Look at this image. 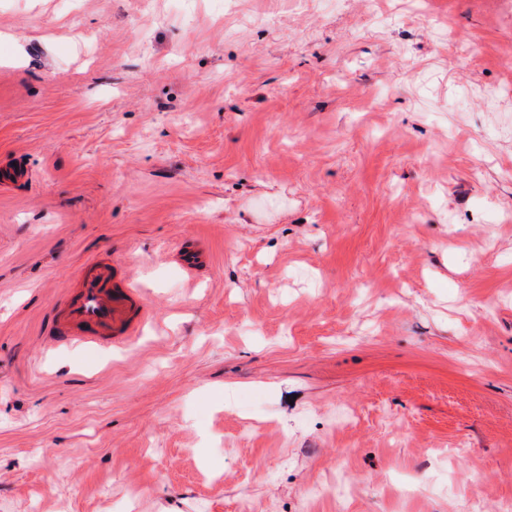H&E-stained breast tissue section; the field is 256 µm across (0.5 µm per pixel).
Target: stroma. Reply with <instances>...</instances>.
<instances>
[{"label": "stroma", "mask_w": 512, "mask_h": 512, "mask_svg": "<svg viewBox=\"0 0 512 512\" xmlns=\"http://www.w3.org/2000/svg\"><path fill=\"white\" fill-rule=\"evenodd\" d=\"M1 163L0 512L512 502V0H0ZM145 316L140 289L121 276L112 259L97 258L79 268L73 285L56 302L47 334L53 347L77 345L96 352L127 344Z\"/></svg>", "instance_id": "35a3bbf8"}]
</instances>
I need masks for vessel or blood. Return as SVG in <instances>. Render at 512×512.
<instances>
[{
	"label": "vessel or blood",
	"mask_w": 512,
	"mask_h": 512,
	"mask_svg": "<svg viewBox=\"0 0 512 512\" xmlns=\"http://www.w3.org/2000/svg\"><path fill=\"white\" fill-rule=\"evenodd\" d=\"M146 316L140 289L108 258L85 262L56 302L48 321L51 345H77L95 352L127 344Z\"/></svg>",
	"instance_id": "vessel-or-blood-1"
}]
</instances>
